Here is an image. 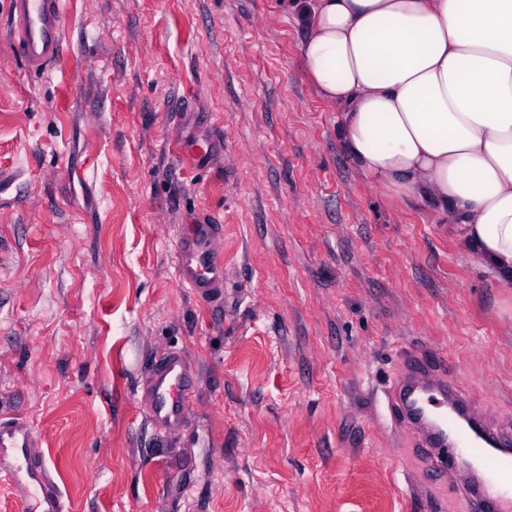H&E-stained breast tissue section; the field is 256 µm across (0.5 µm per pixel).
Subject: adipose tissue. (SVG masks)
Masks as SVG:
<instances>
[{"mask_svg":"<svg viewBox=\"0 0 512 512\" xmlns=\"http://www.w3.org/2000/svg\"><path fill=\"white\" fill-rule=\"evenodd\" d=\"M300 57L369 182L512 288V0H295Z\"/></svg>","mask_w":512,"mask_h":512,"instance_id":"adipose-tissue-1","label":"adipose tissue"}]
</instances>
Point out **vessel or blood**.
I'll list each match as a JSON object with an SVG mask.
<instances>
[{
    "mask_svg": "<svg viewBox=\"0 0 512 512\" xmlns=\"http://www.w3.org/2000/svg\"><path fill=\"white\" fill-rule=\"evenodd\" d=\"M9 8L21 61L28 71H44L63 49L61 0H9ZM215 238V225H186L176 252L181 282L201 297L224 284ZM197 385L183 357L155 361L142 393L149 419L163 431L184 427ZM385 399L394 436L447 484L464 512H512V423L477 415L437 354L404 352ZM0 465L8 468L15 493L31 500L33 512H63L28 422L0 423Z\"/></svg>",
    "mask_w": 512,
    "mask_h": 512,
    "instance_id": "1",
    "label": "vessel or blood"
}]
</instances>
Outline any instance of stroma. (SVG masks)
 Wrapping results in <instances>:
<instances>
[{
  "mask_svg": "<svg viewBox=\"0 0 512 512\" xmlns=\"http://www.w3.org/2000/svg\"><path fill=\"white\" fill-rule=\"evenodd\" d=\"M63 13L34 74L0 0V422L32 424L64 512H458L384 392L423 347L512 420V288L367 183L288 0ZM187 224L218 225L223 295L180 283ZM169 352L199 388L164 435L139 396Z\"/></svg>",
  "mask_w": 512,
  "mask_h": 512,
  "instance_id": "stroma-1",
  "label": "stroma"
}]
</instances>
